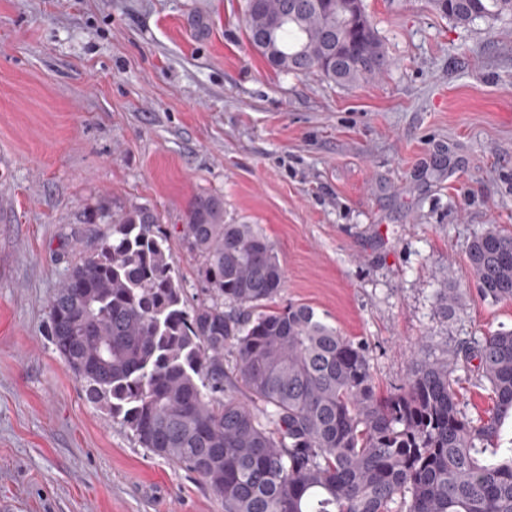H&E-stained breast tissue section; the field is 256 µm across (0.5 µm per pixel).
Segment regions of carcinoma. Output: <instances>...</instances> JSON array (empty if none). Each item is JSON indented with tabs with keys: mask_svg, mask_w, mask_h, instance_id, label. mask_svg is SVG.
<instances>
[{
	"mask_svg": "<svg viewBox=\"0 0 512 512\" xmlns=\"http://www.w3.org/2000/svg\"><path fill=\"white\" fill-rule=\"evenodd\" d=\"M289 2L244 4L248 40L279 71L351 87L390 66L364 5L353 19L348 0H305L296 13ZM432 4L462 26L512 18V0ZM260 28L269 39L257 44ZM88 222L107 229L50 298L51 342L90 400L200 476L224 512H512V329L464 354L493 400L474 419L448 359L416 362L382 395L365 348L314 307H270L284 286L274 245L254 224L225 222L222 198L194 197L179 229L207 293L190 308L157 211L102 207ZM468 258L484 297L512 300V234L489 226ZM463 301L442 277L440 310Z\"/></svg>",
	"mask_w": 512,
	"mask_h": 512,
	"instance_id": "cac0c4a2",
	"label": "carcinoma"
}]
</instances>
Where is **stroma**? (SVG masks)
Instances as JSON below:
<instances>
[{
  "label": "stroma",
  "mask_w": 512,
  "mask_h": 512,
  "mask_svg": "<svg viewBox=\"0 0 512 512\" xmlns=\"http://www.w3.org/2000/svg\"><path fill=\"white\" fill-rule=\"evenodd\" d=\"M391 66L342 87L280 73L244 0H0V512H224L201 478L110 421L60 359L48 304L100 207L156 209L188 305L189 200L257 225L285 285L363 344L382 393L415 361L512 328L466 275L512 233V19L459 26L430 0H364ZM464 305L441 313V275ZM463 412L492 406L475 363Z\"/></svg>",
  "instance_id": "1"
}]
</instances>
